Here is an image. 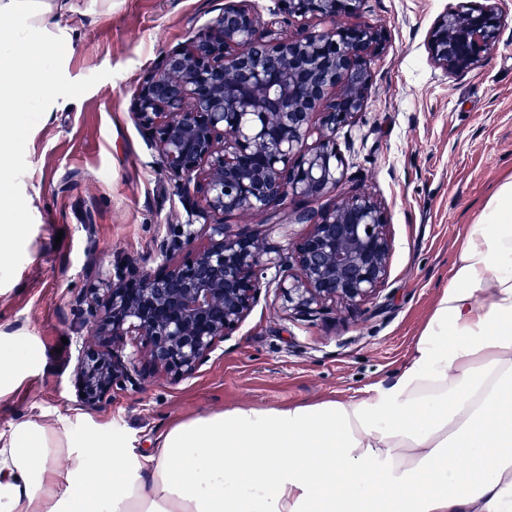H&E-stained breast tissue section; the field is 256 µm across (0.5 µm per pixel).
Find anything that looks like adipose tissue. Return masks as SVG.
Returning <instances> with one entry per match:
<instances>
[{
  "mask_svg": "<svg viewBox=\"0 0 512 512\" xmlns=\"http://www.w3.org/2000/svg\"><path fill=\"white\" fill-rule=\"evenodd\" d=\"M72 0H0V154L44 112ZM39 362L0 335V394ZM0 512H512V179L470 225L408 362L374 397L231 407L135 453L0 431Z\"/></svg>",
  "mask_w": 512,
  "mask_h": 512,
  "instance_id": "adipose-tissue-1",
  "label": "adipose tissue"
}]
</instances>
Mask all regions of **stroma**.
Returning a JSON list of instances; mask_svg holds the SVG:
<instances>
[{"label": "stroma", "mask_w": 512, "mask_h": 512, "mask_svg": "<svg viewBox=\"0 0 512 512\" xmlns=\"http://www.w3.org/2000/svg\"><path fill=\"white\" fill-rule=\"evenodd\" d=\"M225 0H74L59 17L72 40L56 72L52 111L24 113L25 144L0 158L19 205L21 236L0 241V331L33 337L40 367L0 396V429L33 419L81 435L94 427L135 452L177 422L235 406L369 398L411 355L446 287L464 234L512 176V0L500 41L475 69L451 74L427 48L435 19L458 0H361L382 52L357 119L336 133L344 191L386 207L394 248L388 279L360 311L291 317L276 290L190 379L116 386L80 406L73 369L89 336L78 300L117 253L157 267L158 243L188 214L130 104L144 75ZM271 252L306 230L267 215H230Z\"/></svg>", "instance_id": "35a3bbf8"}]
</instances>
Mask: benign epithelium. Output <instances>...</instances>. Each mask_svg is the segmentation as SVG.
<instances>
[{
	"instance_id": "7a95c632",
	"label": "benign epithelium",
	"mask_w": 512,
	"mask_h": 512,
	"mask_svg": "<svg viewBox=\"0 0 512 512\" xmlns=\"http://www.w3.org/2000/svg\"><path fill=\"white\" fill-rule=\"evenodd\" d=\"M260 24L252 0L192 32L143 79L130 111L157 150L197 226L177 224L158 244L163 261L145 269L117 258L112 275L82 296L97 344L79 354L74 375L92 409L121 383L163 374L192 378L232 336L271 285V264L256 233L224 216L276 213L286 201L322 200L292 212L308 231L285 248L276 290L288 314L312 316L326 305L360 309L384 286L393 241L386 208L374 197H342L346 178L336 131L363 111L368 62L384 35L365 21L316 29L358 13L361 0H275ZM501 0H461L436 18L431 60L469 71L496 47ZM296 22L285 36L280 22ZM129 336L143 351L125 353Z\"/></svg>"
}]
</instances>
